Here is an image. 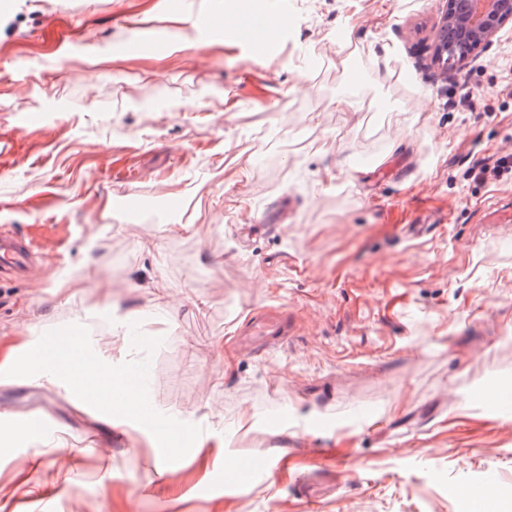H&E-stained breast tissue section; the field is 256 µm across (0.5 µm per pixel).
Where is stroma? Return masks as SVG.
<instances>
[{"instance_id":"obj_1","label":"stroma","mask_w":512,"mask_h":512,"mask_svg":"<svg viewBox=\"0 0 512 512\" xmlns=\"http://www.w3.org/2000/svg\"><path fill=\"white\" fill-rule=\"evenodd\" d=\"M165 2L0 0V225H56L59 254L0 281V409L65 422H0V512H469L489 470L512 512V412L482 403L512 385V223L484 221L512 214V174L469 173L512 150V26L447 72L446 0H290L261 60ZM131 20L165 52L118 53ZM414 198L448 215L423 238L387 218ZM269 304L295 334L245 355ZM72 330L82 361L144 370L198 448L167 456L131 417L130 447H85L111 422L81 392L10 378L22 345ZM229 457L273 472L235 490ZM0 420L3 422H18L20 428H23L28 433L32 432L41 438L50 437L58 428L55 417L38 410L26 411L20 418L10 413H1Z\"/></svg>"}]
</instances>
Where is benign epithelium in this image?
<instances>
[{"mask_svg": "<svg viewBox=\"0 0 512 512\" xmlns=\"http://www.w3.org/2000/svg\"><path fill=\"white\" fill-rule=\"evenodd\" d=\"M512 21V0H450L435 58L448 67L463 65Z\"/></svg>", "mask_w": 512, "mask_h": 512, "instance_id": "benign-epithelium-1", "label": "benign epithelium"}]
</instances>
